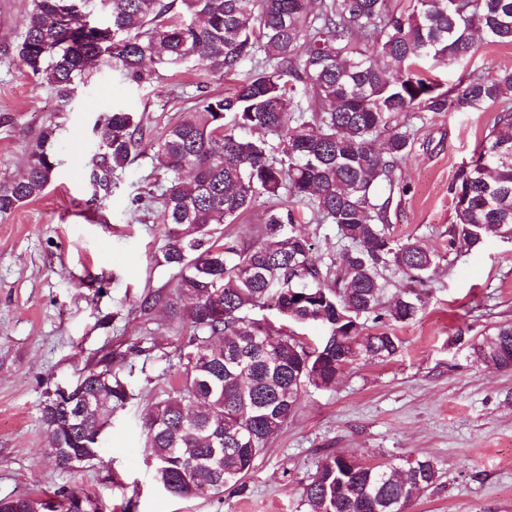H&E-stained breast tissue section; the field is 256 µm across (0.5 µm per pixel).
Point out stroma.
Here are the masks:
<instances>
[{"label":"stroma","mask_w":512,"mask_h":512,"mask_svg":"<svg viewBox=\"0 0 512 512\" xmlns=\"http://www.w3.org/2000/svg\"><path fill=\"white\" fill-rule=\"evenodd\" d=\"M29 7L30 0H0V180L22 176L47 126L60 165L42 197L0 217V498L66 489L102 499L106 512H307L308 475L327 454L346 453L367 464L437 460L439 485L407 512H512V370L490 368L472 350L485 330L512 321V234L476 252L450 247L448 236L455 172L495 110L412 120V149L394 171L386 222L396 239L434 252L438 267L421 288L419 314L388 327L399 353L354 362L332 387L306 386L244 492L182 499L155 487L142 428L147 402L177 378L176 352L189 335L162 306H141L177 280L157 262L165 228L155 190L164 172L152 146L202 95L232 83L160 66L135 84L102 70L61 102L16 62ZM505 67L512 45L482 40L471 57L435 75L448 86L471 70ZM115 106L134 112L143 146L104 188L91 178L101 151L94 126ZM107 352L132 397L113 415L99 459L59 470L45 453L41 404Z\"/></svg>","instance_id":"stroma-1"}]
</instances>
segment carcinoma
Instances as JSON below:
<instances>
[{
    "label": "carcinoma",
    "mask_w": 512,
    "mask_h": 512,
    "mask_svg": "<svg viewBox=\"0 0 512 512\" xmlns=\"http://www.w3.org/2000/svg\"><path fill=\"white\" fill-rule=\"evenodd\" d=\"M99 0L107 30L86 21L77 0H31L14 50L20 66L72 98L100 69L132 82L150 77L146 62L202 66L213 75H243L230 92L207 95L157 143L166 171L162 222L173 225L158 263L177 270L167 296L172 320L189 328L178 352V379L144 417L154 483L181 498L219 496L244 479L273 436L294 416L303 388H328L363 356L397 355L400 340L383 330L363 334L362 318L404 322L423 301L411 289L378 312L382 271L426 283L436 255L395 239L384 221L396 165L410 153L408 117L496 109L494 125L450 187V245L478 251L512 233V68L474 70L448 88L422 62L449 68L472 56L477 39L512 44V0ZM260 130L276 137L256 138ZM96 131L103 153L99 184L141 150L134 113L114 109ZM54 129L31 148L25 175L0 181V216L39 198L55 177ZM266 199L263 233L242 246L220 227ZM333 224L346 242L326 267L298 225ZM256 307L281 323L246 316ZM318 323L309 345L291 326ZM477 357L512 369V322L485 333ZM88 404L61 407L46 396L41 421L55 464L98 459L101 429L130 391L105 355L85 370ZM436 460L375 465L328 455L308 476L307 512H405L438 484ZM77 492L0 499V512H73Z\"/></svg>",
    "instance_id": "cac0c4a2"
}]
</instances>
